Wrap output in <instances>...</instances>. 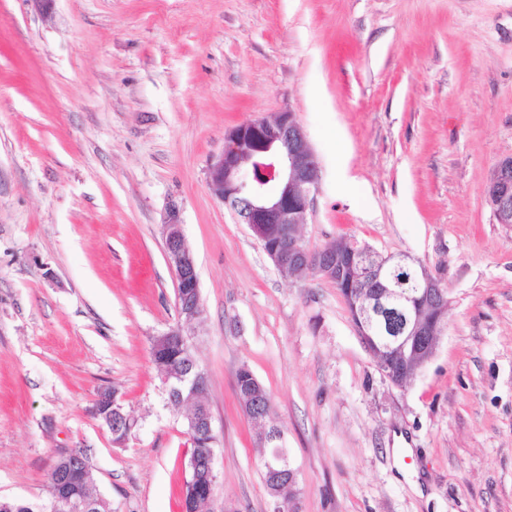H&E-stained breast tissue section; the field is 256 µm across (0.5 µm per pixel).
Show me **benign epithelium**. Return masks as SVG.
<instances>
[{"label":"benign epithelium","mask_w":512,"mask_h":512,"mask_svg":"<svg viewBox=\"0 0 512 512\" xmlns=\"http://www.w3.org/2000/svg\"><path fill=\"white\" fill-rule=\"evenodd\" d=\"M224 153L210 168L209 188L224 206L233 212L240 223L248 225L256 239L267 242L265 225H283L280 244L269 247L267 256L274 265L307 269L322 280L340 284L346 259L336 254L327 242L309 248L298 229L307 223L319 181V167L308 138L291 111L279 113L272 119H258L239 124L226 134ZM489 202L500 224H512V157L500 161L487 187ZM165 253L182 299L180 318L186 325L203 322L197 264L177 215L171 213L162 224ZM422 285L423 298L436 306L448 303V291L441 286L425 266L415 270ZM384 303L398 318V327L388 337L387 347L403 351L411 342L434 349L440 338L438 326L429 327L414 318L411 309L402 305L406 295L401 288H390ZM189 403L204 405L207 386L199 378L189 381ZM272 449L266 466L273 473H291L293 468L282 446V436H268ZM189 469L205 472L209 480H217L215 458L201 461L192 455Z\"/></svg>","instance_id":"1"}]
</instances>
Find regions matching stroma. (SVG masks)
I'll return each instance as SVG.
<instances>
[{"label": "stroma", "instance_id": "obj_1", "mask_svg": "<svg viewBox=\"0 0 512 512\" xmlns=\"http://www.w3.org/2000/svg\"><path fill=\"white\" fill-rule=\"evenodd\" d=\"M294 112L320 169L301 234L418 258L446 330L389 383L335 285L295 280L209 189L236 125ZM512 0H0V496L80 448L112 512H182L190 443L153 365L182 327L209 380L211 512H271L235 394L248 365L299 512H512ZM195 254L180 323L162 224ZM115 391L139 426L114 443ZM489 202L500 224H512V157L500 161L487 187Z\"/></svg>", "mask_w": 512, "mask_h": 512}]
</instances>
